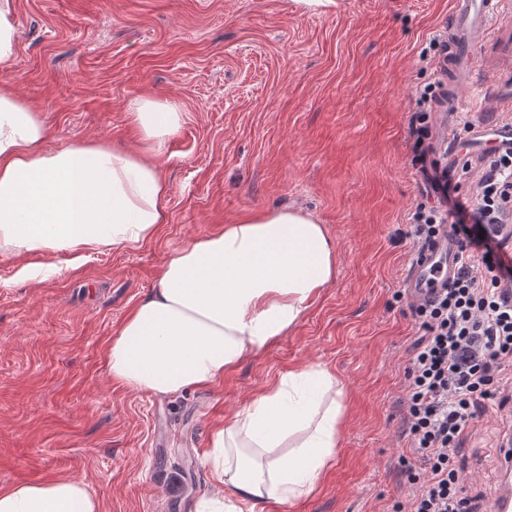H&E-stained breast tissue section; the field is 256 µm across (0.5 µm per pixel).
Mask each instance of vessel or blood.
Segmentation results:
<instances>
[{"mask_svg": "<svg viewBox=\"0 0 512 512\" xmlns=\"http://www.w3.org/2000/svg\"><path fill=\"white\" fill-rule=\"evenodd\" d=\"M512 13V0H455L448 28L449 86L472 79L475 63L471 47L486 40L494 19ZM475 140L492 139L495 146L512 149V125L481 127L473 132ZM461 263V253L451 234L441 232L423 251L415 253L404 279V286L415 300L430 298L434 290L447 286L449 277Z\"/></svg>", "mask_w": 512, "mask_h": 512, "instance_id": "obj_1", "label": "vessel or blood"}]
</instances>
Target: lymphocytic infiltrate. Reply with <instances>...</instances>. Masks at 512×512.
<instances>
[{"label": "lymphocytic infiltrate", "instance_id": "1", "mask_svg": "<svg viewBox=\"0 0 512 512\" xmlns=\"http://www.w3.org/2000/svg\"><path fill=\"white\" fill-rule=\"evenodd\" d=\"M428 179L438 195L414 212L415 233L430 240L455 217L462 262L447 288L412 307L421 334L403 399L410 448L399 460L409 493L396 512H471L455 459L512 363V266L501 253L512 239V151L487 150L467 200L451 196L446 173Z\"/></svg>", "mask_w": 512, "mask_h": 512}]
</instances>
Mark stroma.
Returning <instances> with one entry per match:
<instances>
[{"mask_svg": "<svg viewBox=\"0 0 512 512\" xmlns=\"http://www.w3.org/2000/svg\"><path fill=\"white\" fill-rule=\"evenodd\" d=\"M6 78L43 114L49 148L137 144L134 102H176L183 120L156 161L168 222L134 250L53 271L0 256V486L83 480L103 512H192L210 492L211 429L288 371L319 364L347 412L319 490L282 512H393L409 350L418 335L403 278L410 217L434 196L412 152L415 90L433 82V38L453 0H15ZM483 95L465 120L432 115L426 144L448 182L482 153L470 125L512 115V21L474 50ZM271 208H302L336 247L335 280L301 322L210 388L170 396L112 381L108 341L155 288L168 252ZM512 400H488L456 459L475 512L505 480Z\"/></svg>", "mask_w": 512, "mask_h": 512, "instance_id": "obj_1", "label": "stroma"}]
</instances>
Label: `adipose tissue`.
<instances>
[{"instance_id":"adipose-tissue-1","label":"adipose tissue","mask_w":512,"mask_h":512,"mask_svg":"<svg viewBox=\"0 0 512 512\" xmlns=\"http://www.w3.org/2000/svg\"><path fill=\"white\" fill-rule=\"evenodd\" d=\"M138 145L47 149L39 109L0 85V255L134 249L168 217L170 185L152 159L181 127L169 101L136 100ZM336 276V249L303 209L252 214L170 251L152 293L107 347L113 381L172 395L211 387L297 326ZM341 381L319 365L271 384L210 434L205 462L221 484L193 512H275L313 493L335 460L346 413ZM0 512H102L74 478L0 488Z\"/></svg>"}]
</instances>
